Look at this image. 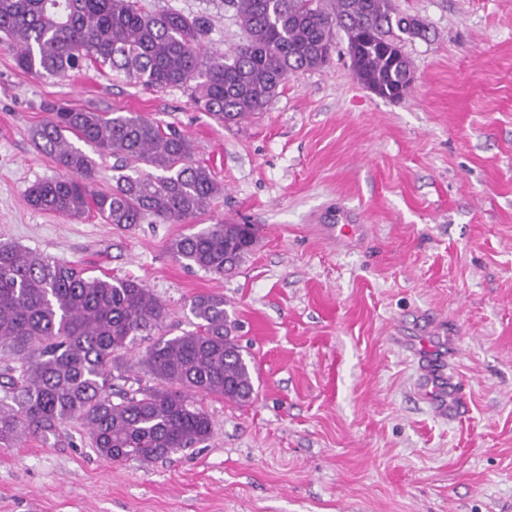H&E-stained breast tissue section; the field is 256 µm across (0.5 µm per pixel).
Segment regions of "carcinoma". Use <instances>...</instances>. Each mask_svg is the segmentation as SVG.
Masks as SVG:
<instances>
[{
  "instance_id": "cac0c4a2",
  "label": "carcinoma",
  "mask_w": 512,
  "mask_h": 512,
  "mask_svg": "<svg viewBox=\"0 0 512 512\" xmlns=\"http://www.w3.org/2000/svg\"><path fill=\"white\" fill-rule=\"evenodd\" d=\"M228 5L244 35L229 53L208 45L202 18L145 11L137 0H0V44L40 77L64 79L93 63L144 87L182 88L226 126L264 111L289 75L324 67L338 28L368 86L391 96L411 73L402 46L416 32L392 0ZM70 134L119 162L111 191L93 189L95 162ZM31 137L61 170L26 189L27 204L40 211L79 218L93 210L116 229L148 219L188 224L222 192L194 160L190 140L138 112L53 105ZM256 240L251 225L221 219L169 249L189 267L229 275ZM191 313L193 329L153 339L138 359L151 383L118 386L137 337L167 317L159 298L137 279L89 276L68 261L0 242V358L12 362L0 382V447L25 435L56 444L71 420L114 463H150L208 440L213 422L199 398L248 404L257 391L224 298L199 295Z\"/></svg>"
}]
</instances>
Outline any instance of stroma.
I'll return each instance as SVG.
<instances>
[{
  "mask_svg": "<svg viewBox=\"0 0 512 512\" xmlns=\"http://www.w3.org/2000/svg\"><path fill=\"white\" fill-rule=\"evenodd\" d=\"M415 83L391 101L355 77L344 32L323 68L290 76L264 112L222 126L187 91L109 69L40 79L0 47V241L142 281L190 329L222 296L254 359L257 398L203 402L210 438L151 464L101 457L84 427L0 448V512H512V0H393ZM242 40L223 0H141ZM140 112L181 131L222 193L191 224L115 230L30 208L59 169L32 142L47 106ZM259 242L216 276L169 243L215 220ZM359 227L346 246L342 225ZM441 328L467 400L434 417L395 339Z\"/></svg>",
  "mask_w": 512,
  "mask_h": 512,
  "instance_id": "35a3bbf8",
  "label": "stroma"
}]
</instances>
